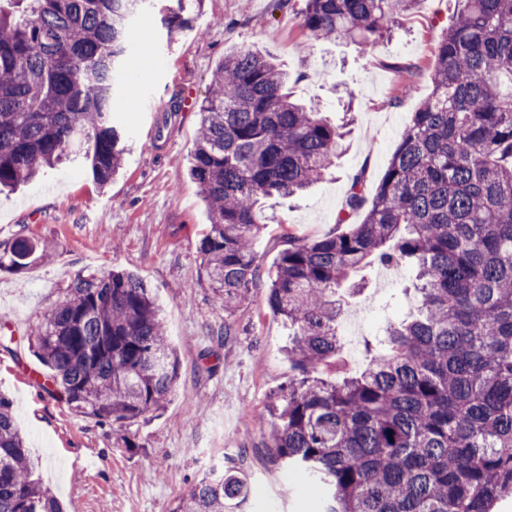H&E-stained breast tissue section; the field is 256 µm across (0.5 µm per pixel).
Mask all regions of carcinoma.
Masks as SVG:
<instances>
[{
    "mask_svg": "<svg viewBox=\"0 0 512 512\" xmlns=\"http://www.w3.org/2000/svg\"><path fill=\"white\" fill-rule=\"evenodd\" d=\"M154 0H7L0 4V187L62 157H83L105 186L127 134L110 90L124 71L129 21ZM168 34L194 30L166 0ZM419 0H305L307 35L373 47ZM428 73L429 96L402 129L363 220L322 238L290 233L268 275L267 304L288 327L294 375L259 420L276 460L324 494L323 512H492L512 498V0H456ZM272 56L224 57L200 105L190 175L210 215L199 252L224 307L222 344L262 264L261 200L325 179L344 133L286 92ZM365 204L363 176L336 218ZM49 253L25 236L0 244V271ZM413 271L417 309L365 342L366 367L338 381L344 295L371 264ZM50 371L46 391L77 415L122 429L162 411L178 360L151 289L136 275L79 273L27 331ZM242 468L214 471L167 512H236ZM0 512H63L0 394Z\"/></svg>",
    "mask_w": 512,
    "mask_h": 512,
    "instance_id": "cac0c4a2",
    "label": "carcinoma"
}]
</instances>
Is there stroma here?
Listing matches in <instances>:
<instances>
[{"label": "stroma", "mask_w": 512, "mask_h": 512, "mask_svg": "<svg viewBox=\"0 0 512 512\" xmlns=\"http://www.w3.org/2000/svg\"><path fill=\"white\" fill-rule=\"evenodd\" d=\"M303 0L281 9L273 0H204L196 29L169 37L152 9L132 21L128 67L113 89V118L129 138L123 167L99 187L79 164L65 161L39 180L0 192V243L26 236L52 257L26 273L0 272V392L10 397L36 464V474L64 512H167L210 469L241 464L266 494H251L241 512H310L301 491L269 446L270 422H259L271 394L292 374L287 330L267 305L259 281L235 317L238 334L217 344L224 322L198 246L209 215L190 176L191 153L211 75L227 54L257 50L288 71L294 98L320 103L333 124L346 125L347 150L331 176L294 199L265 200L273 220L256 249L272 271L283 238H318L332 231L355 174L374 193L399 134L429 95L428 71L441 30L454 18V0H420L397 17L374 50L353 42L314 41L301 26ZM133 96L134 109L123 100ZM181 103L171 120L170 100ZM126 270L152 289L178 356L170 402L127 427L131 447L115 443L111 427L73 414L50 398L27 371L47 376L29 350L26 331L78 272ZM354 296L366 334L415 303L410 271L385 285L375 268Z\"/></svg>", "instance_id": "35a3bbf8"}]
</instances>
